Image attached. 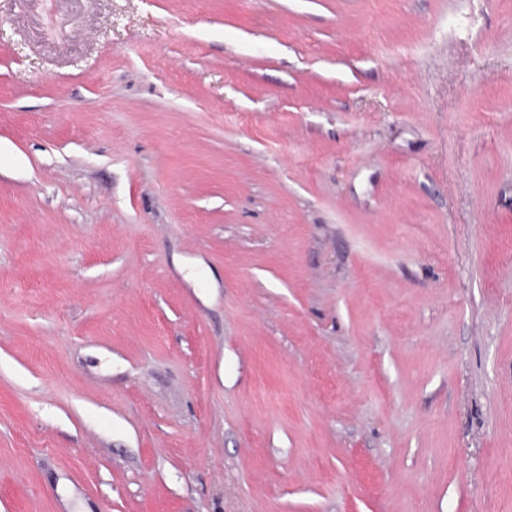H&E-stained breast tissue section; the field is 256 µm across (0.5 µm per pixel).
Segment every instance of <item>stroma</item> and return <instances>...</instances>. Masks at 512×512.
I'll return each mask as SVG.
<instances>
[{"mask_svg": "<svg viewBox=\"0 0 512 512\" xmlns=\"http://www.w3.org/2000/svg\"><path fill=\"white\" fill-rule=\"evenodd\" d=\"M0 512H512V0H0Z\"/></svg>", "mask_w": 512, "mask_h": 512, "instance_id": "obj_1", "label": "stroma"}]
</instances>
